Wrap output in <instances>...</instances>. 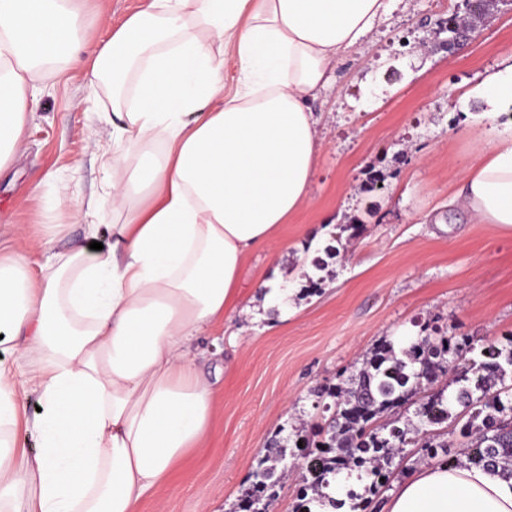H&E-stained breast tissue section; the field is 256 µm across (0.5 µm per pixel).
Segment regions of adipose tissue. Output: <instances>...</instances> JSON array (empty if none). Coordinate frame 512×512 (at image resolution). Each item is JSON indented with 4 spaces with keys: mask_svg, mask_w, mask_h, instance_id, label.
<instances>
[{
    "mask_svg": "<svg viewBox=\"0 0 512 512\" xmlns=\"http://www.w3.org/2000/svg\"><path fill=\"white\" fill-rule=\"evenodd\" d=\"M391 2L149 0L87 48L82 0H0V167L26 142L48 64L81 58L90 87L112 82L120 218L104 251H53L68 231L53 225L35 274L0 245V512H136L203 446L214 406L195 340L305 204L321 148L310 101ZM477 97L476 160L450 202L512 231V64ZM388 510L512 512V479L431 465Z\"/></svg>",
    "mask_w": 512,
    "mask_h": 512,
    "instance_id": "1",
    "label": "adipose tissue"
}]
</instances>
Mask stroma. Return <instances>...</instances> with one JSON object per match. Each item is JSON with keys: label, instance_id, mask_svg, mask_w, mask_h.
<instances>
[{"label": "stroma", "instance_id": "obj_1", "mask_svg": "<svg viewBox=\"0 0 512 512\" xmlns=\"http://www.w3.org/2000/svg\"><path fill=\"white\" fill-rule=\"evenodd\" d=\"M144 4L86 0V39L105 41ZM490 10V22L451 52L438 26L467 17V0H397L338 63L313 104L324 148L306 206L283 225L277 251L250 253L239 309L196 342L206 369L224 367L207 443L137 512H198L203 500L213 512H235L272 440L321 422V391L345 382L383 342L425 328L468 339L467 356L477 360L487 340L512 335V233L469 223L448 205L474 158L464 133L472 105L463 95L512 53V6L496 0ZM111 109V86L89 92L80 68L51 77L23 150L0 171L1 231L20 227L40 240L50 225L65 224L67 235L53 244L65 251L84 243L75 213L91 204L100 242H111L112 172L98 150L112 131L103 120ZM63 193L70 206L59 205ZM340 224L349 227L341 253L319 292L308 294L304 269ZM280 273L297 280L285 317L259 309V282ZM431 462L425 451L405 448L377 504Z\"/></svg>", "mask_w": 512, "mask_h": 512}]
</instances>
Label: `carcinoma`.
<instances>
[{"mask_svg": "<svg viewBox=\"0 0 512 512\" xmlns=\"http://www.w3.org/2000/svg\"><path fill=\"white\" fill-rule=\"evenodd\" d=\"M509 348L491 342L484 354L492 362L478 366L463 359L460 343L447 337L420 336L407 347L397 349L388 343L366 357L363 367L348 389L335 388L328 393L333 411L327 438L310 448L274 441V452L257 460L251 483L243 492L242 512H269L271 490L283 478L288 467L277 469L276 463L290 460L301 463L303 488L293 512H315L327 508H347V512H366L370 496L382 486L396 455L408 446L430 450V426L453 416L458 404L468 416L466 428L472 440L467 444L468 461L482 465L493 473L512 479V336ZM450 375L448 386L455 391H440L424 399L417 411L415 424L398 426L383 417L409 400L423 382L436 372ZM356 477L361 490L346 491V498L332 496L341 479Z\"/></svg>", "mask_w": 512, "mask_h": 512, "instance_id": "1", "label": "carcinoma"}]
</instances>
